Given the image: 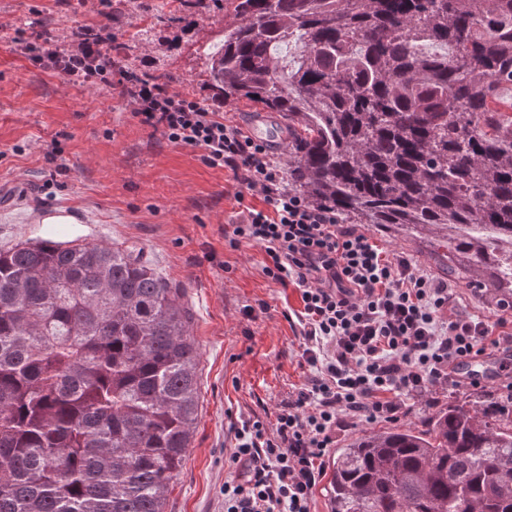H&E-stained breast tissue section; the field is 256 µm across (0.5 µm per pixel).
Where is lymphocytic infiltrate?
I'll return each mask as SVG.
<instances>
[{"label": "lymphocytic infiltrate", "mask_w": 512, "mask_h": 512, "mask_svg": "<svg viewBox=\"0 0 512 512\" xmlns=\"http://www.w3.org/2000/svg\"><path fill=\"white\" fill-rule=\"evenodd\" d=\"M16 46L67 83L119 89L140 124L200 150L209 167L231 170L260 199L243 206L226 240L234 248L260 247L264 276L299 289L301 358L310 374L273 424L255 419L237 430L228 457L236 475L224 483V512H311L337 430L358 420L399 419L404 396L432 387L481 388L477 375H459V363L512 349L507 318L492 323L455 312L448 282L340 224L334 210L290 192L269 147L226 125L218 109L104 63L98 40L81 36L61 48L38 37Z\"/></svg>", "instance_id": "obj_1"}]
</instances>
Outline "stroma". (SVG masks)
<instances>
[{
  "label": "stroma",
  "mask_w": 512,
  "mask_h": 512,
  "mask_svg": "<svg viewBox=\"0 0 512 512\" xmlns=\"http://www.w3.org/2000/svg\"><path fill=\"white\" fill-rule=\"evenodd\" d=\"M165 2L0 0V250L42 239L132 246L180 289L199 353L200 402L165 512H224V482L232 475L225 458L237 429L249 418L273 423L309 374L299 357L300 292L265 278L259 247L234 249L225 241L239 209L230 170L211 168L200 151L142 126L118 95L63 83L12 41L18 30L32 35L35 19L66 46L79 28L105 26L117 36L112 62L123 68L125 35L137 30L136 53L149 70L169 74L171 90L213 103L204 51L219 46L226 17L190 10L148 26L147 16ZM55 143L60 153H51ZM361 230L448 280L460 311L498 318L504 292L495 276L473 275L462 255L450 254L447 239L416 230L396 238L369 224ZM480 399L472 390L437 388L406 399L403 419L420 425L448 404Z\"/></svg>",
  "instance_id": "1"
}]
</instances>
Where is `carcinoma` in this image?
<instances>
[{
    "label": "carcinoma",
    "instance_id": "obj_1",
    "mask_svg": "<svg viewBox=\"0 0 512 512\" xmlns=\"http://www.w3.org/2000/svg\"><path fill=\"white\" fill-rule=\"evenodd\" d=\"M232 21L209 56L225 105L280 117L288 191L348 224L512 239V0H171ZM297 43L282 59L276 49ZM451 47L427 56L420 45ZM512 294V254L456 239ZM199 408L191 317L133 249L0 250V512H164ZM331 512H512V410L453 404L336 453Z\"/></svg>",
    "mask_w": 512,
    "mask_h": 512
}]
</instances>
